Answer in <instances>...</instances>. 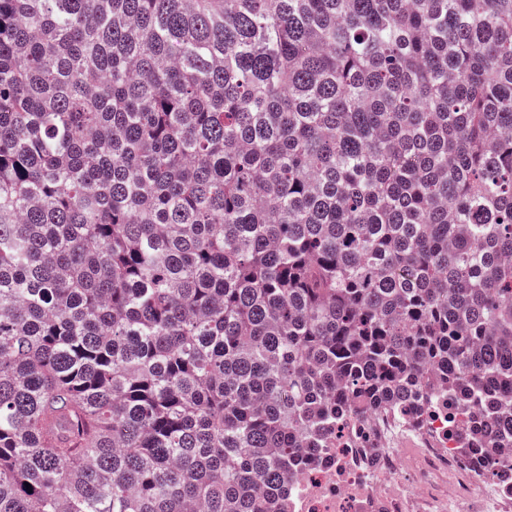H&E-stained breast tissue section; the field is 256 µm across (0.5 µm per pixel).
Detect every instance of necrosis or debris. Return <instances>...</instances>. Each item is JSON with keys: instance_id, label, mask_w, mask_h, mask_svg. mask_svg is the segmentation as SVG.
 Listing matches in <instances>:
<instances>
[{"instance_id": "1", "label": "necrosis or debris", "mask_w": 512, "mask_h": 512, "mask_svg": "<svg viewBox=\"0 0 512 512\" xmlns=\"http://www.w3.org/2000/svg\"><path fill=\"white\" fill-rule=\"evenodd\" d=\"M288 512H512V466L478 480L438 404L418 424L372 414L291 473Z\"/></svg>"}]
</instances>
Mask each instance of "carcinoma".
Listing matches in <instances>:
<instances>
[{
	"label": "carcinoma",
	"instance_id": "1",
	"mask_svg": "<svg viewBox=\"0 0 512 512\" xmlns=\"http://www.w3.org/2000/svg\"><path fill=\"white\" fill-rule=\"evenodd\" d=\"M444 395L503 462L512 0H0V512H288Z\"/></svg>",
	"mask_w": 512,
	"mask_h": 512
}]
</instances>
